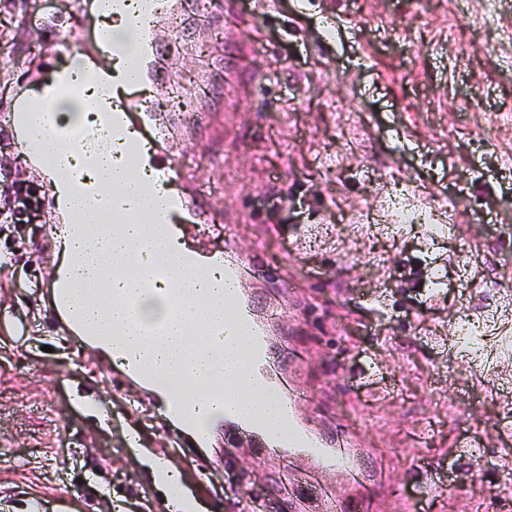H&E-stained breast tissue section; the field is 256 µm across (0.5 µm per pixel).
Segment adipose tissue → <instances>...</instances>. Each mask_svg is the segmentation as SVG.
<instances>
[{
  "label": "adipose tissue",
  "mask_w": 512,
  "mask_h": 512,
  "mask_svg": "<svg viewBox=\"0 0 512 512\" xmlns=\"http://www.w3.org/2000/svg\"><path fill=\"white\" fill-rule=\"evenodd\" d=\"M79 70V62H72L56 72L52 82L24 93L23 101H52L56 119L63 124L90 122L97 128H111V83L103 80L96 89H89L79 78ZM27 129L22 149L28 160L37 162L50 189L53 212L65 226L58 243L61 260L56 273L100 291V299L95 303L77 296V311L90 323L99 325L134 315L137 326L126 334L131 342L137 338V328L166 325L169 337L147 356L146 365L161 378L160 396L171 395L173 387L184 388V399L189 410L198 413L201 431H208L224 417L222 409L207 405V385L214 380L219 382L225 401L233 403L238 411L265 416L268 397L253 386L252 364L239 347L218 349V359L211 365L195 360L201 344H212V326L224 318V280L213 273L201 278L184 269L181 259L186 251L179 230L137 220L136 215L145 209L147 200L156 196L141 178L137 154L127 153L122 165L116 167L110 150L99 151L96 177L86 182L76 176L71 166L72 160L84 154L83 146L59 139L38 111L29 112ZM116 181L125 185L131 215L117 235L113 234L111 224L99 218V203L111 199L112 184ZM162 264L170 270L169 280L154 277L156 268ZM147 279L152 282L150 290L138 291L135 310H127L125 295L138 290L139 281ZM173 284L185 288L191 297L177 319L170 312L169 287ZM148 466L154 474L156 489L173 512H201V503L181 492L180 477L174 468L154 459L149 460Z\"/></svg>",
  "instance_id": "adipose-tissue-1"
}]
</instances>
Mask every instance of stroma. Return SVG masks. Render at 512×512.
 I'll list each match as a JSON object with an SVG mask.
<instances>
[{"label":"stroma","instance_id":"stroma-1","mask_svg":"<svg viewBox=\"0 0 512 512\" xmlns=\"http://www.w3.org/2000/svg\"><path fill=\"white\" fill-rule=\"evenodd\" d=\"M45 0H0V106L66 63L41 21ZM188 44L166 43L186 101L159 113L156 153L192 151L180 192L213 231L184 243L222 251L218 226L258 252L255 310L277 307L272 360L328 437L356 427L368 512H400L419 486L427 512H500L512 499V0H245L188 12ZM34 186L38 218L0 222V512H165L142 451L166 455L203 512H282L308 484L301 459L259 456L216 427L175 444L147 391L57 320L59 226L48 190L0 125V211ZM445 217L390 231L394 189ZM445 277L431 290V268ZM506 310L493 359L461 353L467 316ZM472 440L475 455L458 458Z\"/></svg>","mask_w":512,"mask_h":512}]
</instances>
